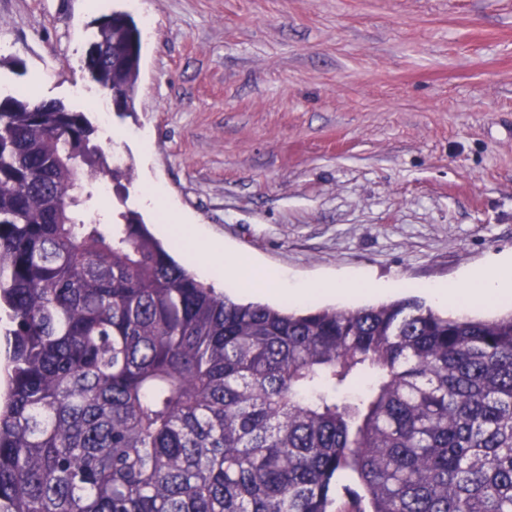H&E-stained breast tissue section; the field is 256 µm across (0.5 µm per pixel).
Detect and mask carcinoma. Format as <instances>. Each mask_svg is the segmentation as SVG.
<instances>
[{
    "label": "carcinoma",
    "mask_w": 512,
    "mask_h": 512,
    "mask_svg": "<svg viewBox=\"0 0 512 512\" xmlns=\"http://www.w3.org/2000/svg\"><path fill=\"white\" fill-rule=\"evenodd\" d=\"M142 51L114 10L83 60L120 115ZM95 135L0 94V512H512V313L218 295L138 212L87 213L130 177Z\"/></svg>",
    "instance_id": "1"
}]
</instances>
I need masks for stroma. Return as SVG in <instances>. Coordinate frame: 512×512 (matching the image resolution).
Listing matches in <instances>:
<instances>
[{"label": "stroma", "mask_w": 512, "mask_h": 512, "mask_svg": "<svg viewBox=\"0 0 512 512\" xmlns=\"http://www.w3.org/2000/svg\"><path fill=\"white\" fill-rule=\"evenodd\" d=\"M99 2L0 0V91L87 113L131 168L108 208L156 226L159 179L227 250L299 281L450 283L512 254V0H139L135 111L106 118L81 60L129 3Z\"/></svg>", "instance_id": "35a3bbf8"}]
</instances>
